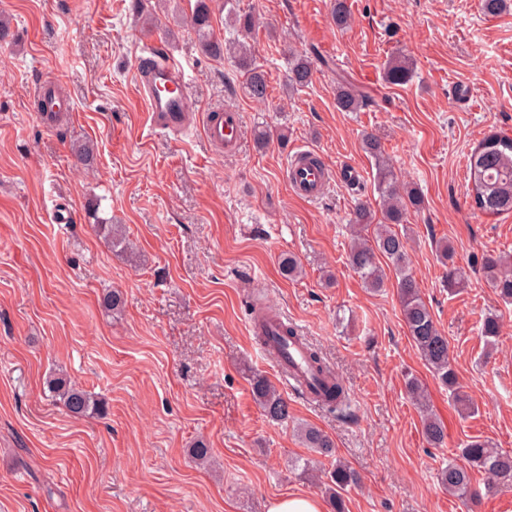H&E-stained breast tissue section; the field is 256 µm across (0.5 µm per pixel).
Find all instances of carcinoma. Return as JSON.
I'll use <instances>...</instances> for the list:
<instances>
[{
	"label": "carcinoma",
	"mask_w": 512,
	"mask_h": 512,
	"mask_svg": "<svg viewBox=\"0 0 512 512\" xmlns=\"http://www.w3.org/2000/svg\"><path fill=\"white\" fill-rule=\"evenodd\" d=\"M210 0H196L191 16L193 28L201 36L202 51L212 57L224 54V42L211 33ZM331 13L336 26L348 24L350 12L346 0H331ZM289 85L293 88L306 86L311 80L314 62H323L318 56L291 52ZM239 66L245 70V84L249 94L262 99L267 94L265 72L252 64L246 44H238ZM414 73L413 59L399 55L390 59L385 67V78L393 85L410 81ZM368 103V98L356 86L342 81L336 87V106L343 112H356ZM364 147L375 158L377 176L375 189L381 204L382 219L375 220L371 207L360 203L353 212L350 227L352 241L349 263L365 286L371 289L384 285V274L379 258H385L397 277V290L401 303L403 321L409 335L433 375L448 387L462 410L471 413L474 404L469 396L460 390L455 364L450 357L448 338L439 331L434 317L420 297L417 282L408 271L406 237L396 226L407 222L410 209L421 205V197L411 187L395 177L390 160L381 141L374 135L364 138ZM469 196L474 206L490 215L512 213V136L494 132L484 137L467 158ZM98 233L104 235L112 245L132 253L134 248L126 242L118 224H98ZM486 281L506 303H512V258L490 254L484 261ZM481 336L490 343L500 336L501 321L495 314L480 319ZM49 390L61 399L69 414L75 418L105 411L106 403L91 392L73 384L64 373H57L47 381ZM252 394L264 416L273 423H285L290 418L288 400L263 376L252 378ZM407 393L422 413L423 433L433 445L444 442V426L429 410L422 383L411 378L406 383ZM324 404L336 410L347 406V397L342 384L334 381L325 389ZM298 433L306 447L314 452L335 457L332 439L321 429L312 425H301ZM461 462L452 461L439 472L442 486L448 492L461 497L474 493L472 490L473 471L488 475L487 490H512V453L492 448L485 441L472 440L460 450ZM329 501L332 512H344V492L357 483L354 472L341 462L326 471Z\"/></svg>",
	"instance_id": "cac0c4a2"
}]
</instances>
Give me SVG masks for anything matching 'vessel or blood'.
I'll return each instance as SVG.
<instances>
[{"label":"vessel or blood","instance_id":"obj_1","mask_svg":"<svg viewBox=\"0 0 512 512\" xmlns=\"http://www.w3.org/2000/svg\"><path fill=\"white\" fill-rule=\"evenodd\" d=\"M137 81L150 131L178 136L198 125L213 148L238 149L243 128L241 113L220 108L198 112L180 63L164 57L144 62L137 71ZM39 92L42 106L38 117L49 128L54 114L69 111L70 106L54 96L51 84H43ZM285 179L295 196L313 201L327 189L331 173L312 150L301 148L291 155ZM268 333L270 340L262 348L264 357L276 366L289 389L304 394L308 401H316L322 377L312 368L306 345L300 339L285 337L275 324L270 325Z\"/></svg>","mask_w":512,"mask_h":512}]
</instances>
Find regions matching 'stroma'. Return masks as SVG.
<instances>
[{"label":"stroma","mask_w":512,"mask_h":512,"mask_svg":"<svg viewBox=\"0 0 512 512\" xmlns=\"http://www.w3.org/2000/svg\"><path fill=\"white\" fill-rule=\"evenodd\" d=\"M347 3L351 21L340 29L330 0H236L231 13L212 0L222 40L240 36L237 12L257 20L249 43L269 81L258 100L233 59L202 53L194 0H0L10 22L0 41V512H267L288 495L323 502L301 467L329 461L302 445L299 423L326 432L357 474L346 512H512V490L474 502L438 481L463 442L512 450V304L482 269L486 255H512V214L475 208L466 174L480 140L512 134V7L488 16L480 0ZM152 41L184 67L199 108L241 112L236 153H215L197 128L178 138L145 130L137 69ZM292 48L326 60L295 91ZM400 51L414 74L393 86L384 67ZM341 79L372 105L340 111ZM43 81L72 108L53 130L37 118ZM462 84L471 101L456 97ZM267 127L287 130V141L257 147L253 131ZM367 134L380 138L398 180L422 193L400 230L472 415L415 348L393 269L372 292L349 265L353 209L378 202ZM86 142L90 171L74 154ZM300 146L334 170L355 165L362 182L335 180L313 203L295 197L283 169ZM57 209L70 223H54ZM98 221L123 225L136 255L112 248ZM444 244L468 277L455 295ZM286 254L299 277L281 274ZM113 289L125 299L118 314L101 305ZM255 302L302 327L348 391L349 410L290 395L259 353ZM484 313L502 322L492 345L479 332ZM59 371L102 397L105 414L71 417L46 384ZM256 372L287 395L288 423L263 416L251 394ZM410 375L446 427L441 447L422 433ZM200 438L211 449L206 465L189 454Z\"/></svg>","instance_id":"stroma-1"}]
</instances>
